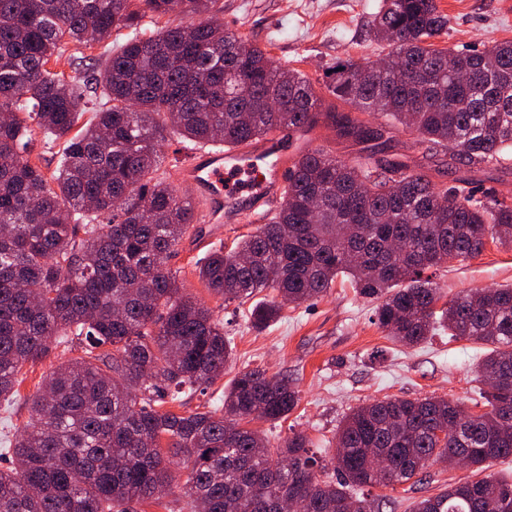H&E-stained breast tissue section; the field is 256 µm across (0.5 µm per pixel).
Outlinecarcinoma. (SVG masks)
<instances>
[{"mask_svg":"<svg viewBox=\"0 0 512 512\" xmlns=\"http://www.w3.org/2000/svg\"><path fill=\"white\" fill-rule=\"evenodd\" d=\"M217 2L0 0V399L16 394L25 365L86 342L83 356L43 379L23 432L0 448L11 460L0 470V512H130L171 487L175 457L188 470L186 512H270L279 493L307 502L303 512H382L389 499L365 489L403 485L457 457L476 478L412 512H512V484L486 472L512 457V286L466 291L438 309L427 275L480 255L489 239L512 248V201L476 194L465 177L512 160V41L438 49L429 40L447 31L448 15L437 0H382L368 32L389 47L385 65L336 62L327 100L222 25L138 33L146 16L210 15ZM123 29V41L91 53ZM72 46L86 51L81 83L49 68ZM362 112L382 113L384 129H414L429 157L446 158L454 184L438 186L398 156L376 160L390 139ZM319 123L363 146L367 161L299 155L270 221L228 252L211 250L201 282L226 303L266 293L250 311L257 329L340 278L378 301V325L403 346L441 330L492 345L476 366L486 411L464 417L439 397L357 406L336 434L332 473L304 432L273 445L248 427L295 408L299 392L285 377L238 372L220 412L177 413L162 395L175 401L214 383L232 347L224 323L168 267L200 217L160 168L161 147L177 134L239 148ZM58 141L49 174L30 154Z\"/></svg>","mask_w":512,"mask_h":512,"instance_id":"obj_1","label":"carcinoma"}]
</instances>
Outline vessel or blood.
Here are the masks:
<instances>
[{
  "label": "vessel or blood",
  "mask_w": 512,
  "mask_h": 512,
  "mask_svg": "<svg viewBox=\"0 0 512 512\" xmlns=\"http://www.w3.org/2000/svg\"><path fill=\"white\" fill-rule=\"evenodd\" d=\"M305 136L302 130L277 131L246 150L190 149L185 177L207 199L210 219L239 220L244 208L273 202L293 159L309 148ZM259 161L264 167L255 180H242V172Z\"/></svg>",
  "instance_id": "1"
}]
</instances>
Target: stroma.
I'll return each instance as SVG.
<instances>
[{
  "mask_svg": "<svg viewBox=\"0 0 512 512\" xmlns=\"http://www.w3.org/2000/svg\"><path fill=\"white\" fill-rule=\"evenodd\" d=\"M381 0H220L214 19L243 38L266 47L282 66L301 71L314 88H322L336 61H375L386 45L367 35V24ZM449 19L446 34L435 38L439 48L483 49L512 40V7L507 0H438ZM258 222L245 215L237 224H208L200 238L185 239L168 264L177 270L188 293L212 308L224 322V334L235 358L224 375L205 392L186 394L175 412L189 414L222 408L224 392L234 376L261 367L292 381L300 400L288 419L259 422L270 440L306 432L323 464L335 466L336 430L350 408L368 400L441 396L461 402L472 412L483 409L482 385L474 368L487 345L453 340L447 333L406 348L379 328L375 300L359 295L348 282H336L322 298L285 306L281 318L264 330L252 328L248 304L230 303L211 294L199 281L196 262L212 245L233 247L236 239L255 230ZM434 279L443 298L475 288L512 285V249L487 243L483 252L465 261L453 260ZM83 344L72 341L35 364L24 366L11 403H0V444L29 419L28 399L43 378L69 359L81 356ZM470 469L435 465L415 485L390 491L391 512H411L415 502L437 494L445 485L470 478Z\"/></svg>",
  "mask_w": 512,
  "mask_h": 512,
  "instance_id": "obj_1",
  "label": "stroma"
}]
</instances>
